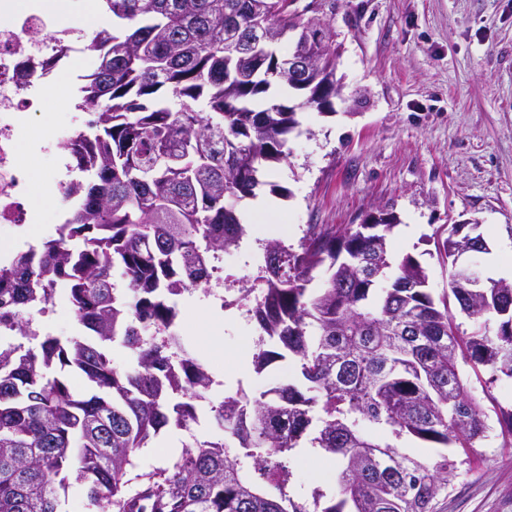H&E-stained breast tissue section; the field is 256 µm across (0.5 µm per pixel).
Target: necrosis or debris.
Instances as JSON below:
<instances>
[{
  "mask_svg": "<svg viewBox=\"0 0 512 512\" xmlns=\"http://www.w3.org/2000/svg\"><path fill=\"white\" fill-rule=\"evenodd\" d=\"M86 56L85 33L61 27L55 14L35 11L20 0H0V224L22 229L31 221L29 196L33 174L19 157L25 115L41 109L42 94L55 84L52 71L27 81L19 74L22 60Z\"/></svg>",
  "mask_w": 512,
  "mask_h": 512,
  "instance_id": "obj_1",
  "label": "necrosis or debris"
}]
</instances>
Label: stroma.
<instances>
[{"label": "stroma", "mask_w": 512, "mask_h": 512, "mask_svg": "<svg viewBox=\"0 0 512 512\" xmlns=\"http://www.w3.org/2000/svg\"><path fill=\"white\" fill-rule=\"evenodd\" d=\"M295 9L325 21L339 48L343 83L334 111L303 113L288 137V160L266 170L265 188L238 204L251 240L298 243L308 225L361 223L378 208L400 223L395 258L415 256L433 296L448 290V266L436 237L461 220L477 222L488 250L470 254L484 276L512 277V0H296ZM80 130L63 92L31 114L22 161L34 169L35 223L54 235L67 207L57 182L66 143ZM55 157H40L42 143ZM280 193H272L271 185ZM187 348L216 379L212 397L260 392L297 382L291 364L256 373L253 324L201 292L178 301ZM184 431L168 428L134 458L139 473L167 466ZM296 493L330 490L336 461L308 448L289 460ZM441 512H512V447L489 438L440 499Z\"/></svg>", "instance_id": "stroma-1"}]
</instances>
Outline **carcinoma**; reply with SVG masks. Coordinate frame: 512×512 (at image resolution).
Instances as JSON below:
<instances>
[{"mask_svg": "<svg viewBox=\"0 0 512 512\" xmlns=\"http://www.w3.org/2000/svg\"><path fill=\"white\" fill-rule=\"evenodd\" d=\"M129 31H97L87 45L94 80L80 100L86 130L67 149L92 177L62 189L71 209L57 237L0 268V327L27 333L32 315L63 295L85 329L0 342V512H59L77 484L91 512H440L439 496L492 427L462 367L512 377V282L466 283L462 255L486 251L477 224H451L435 242L448 294L435 302L426 268L395 261L393 212L377 224H310L298 245L264 244L263 296L249 313L260 342L254 370L293 359L306 381L253 396L208 400L224 437L186 444L165 467L136 475L138 450L162 430L198 421L195 400L214 384L177 336V299L207 283L214 255L240 248L236 204L260 175L288 160L295 109L333 106L336 57L326 58L292 108L243 106L288 83L276 44L258 34L302 22L295 0H104ZM240 46L224 54V43ZM455 301L477 323L460 329ZM136 354L112 364L110 343ZM77 373L93 387L74 392ZM497 418L512 446V410ZM381 429L378 436L374 431ZM442 452L423 461L406 437ZM314 448L339 460L334 493L312 501L289 489L288 459Z\"/></svg>", "mask_w": 512, "mask_h": 512, "instance_id": "1", "label": "carcinoma"}]
</instances>
